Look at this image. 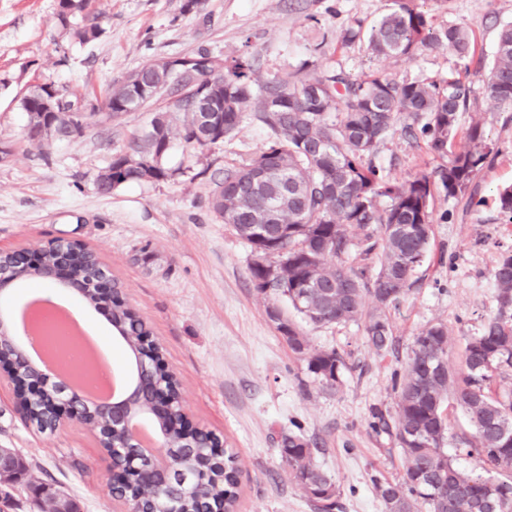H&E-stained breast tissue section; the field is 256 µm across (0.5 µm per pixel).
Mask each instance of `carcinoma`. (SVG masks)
Instances as JSON below:
<instances>
[{
    "mask_svg": "<svg viewBox=\"0 0 512 512\" xmlns=\"http://www.w3.org/2000/svg\"><path fill=\"white\" fill-rule=\"evenodd\" d=\"M58 21L80 44L97 40L104 16L73 23L86 0H58ZM424 46L448 47L462 60L475 50L472 29L452 25L436 31L429 18L411 5L395 0V8L373 25L366 49L375 57L412 56ZM210 59L206 72L190 71L175 82L165 68L149 63L110 85L101 106H92L118 119L126 112L154 108L151 129L132 137L113 154L94 178L97 193L133 183L162 182L173 176L165 159L175 142L197 148L216 145L236 132L244 113L252 111L271 131V141L258 154L266 171L254 173L256 160L224 170L210 197L213 212L232 225L252 248L279 249L262 269L253 264L252 282L258 292L284 297L303 319L316 326L364 321L366 342L378 354L393 353L392 326L387 310L410 286L432 232V175L421 172L404 181H389L367 162L397 126L410 132L420 125L429 148L448 153L460 130V116L469 108L468 93L457 80L396 83L379 73L351 81L343 73L325 72L305 63L295 75L262 79L242 59L227 61L205 49L195 52ZM224 98V131L202 127L201 91ZM486 98L503 111L512 110V25L497 39L495 60L485 80ZM54 98L56 111L43 114L45 98ZM20 104L29 122L54 129L58 140H78L86 132L75 122L86 97L63 93L51 83L34 87ZM463 147L451 153L448 165L436 172L440 183L455 197L464 193L486 163L491 148L482 124L472 122L464 132ZM158 159L145 169L124 156ZM387 205L378 206V200ZM283 226L274 241L254 238L252 227ZM364 232L363 238L356 231ZM288 255V268L272 286L264 288L270 267ZM358 255L353 262L351 255ZM377 259L374 275L364 261ZM496 311L480 332L465 339L461 364L449 365L452 341L448 328L428 324L414 336L403 373L395 374L397 394L394 423L373 412L374 428L395 429L404 457L403 476L372 478L385 512H512V388L492 389L496 378H512V253L500 255L492 271ZM372 309L365 310V297ZM285 338L291 350L307 364L313 382L337 390L346 364L335 350H316L292 322ZM112 328L121 336H142L150 330L123 298L112 300ZM453 400L469 418L474 433L458 451L486 466L475 474L448 456L450 439L444 404ZM167 444L178 469L196 470V456L182 449L177 430ZM281 459L295 484L322 512L337 506L339 487L314 461L309 444L298 435L283 439ZM239 494L236 453L224 449V464L206 467L205 479L189 487L184 512H208L216 502L234 512ZM143 507L160 508L167 491L142 485L130 492Z\"/></svg>",
    "mask_w": 512,
    "mask_h": 512,
    "instance_id": "1",
    "label": "carcinoma"
}]
</instances>
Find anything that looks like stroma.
Here are the masks:
<instances>
[{"mask_svg": "<svg viewBox=\"0 0 512 512\" xmlns=\"http://www.w3.org/2000/svg\"><path fill=\"white\" fill-rule=\"evenodd\" d=\"M184 0H89L87 13L105 11V32L91 44L70 39L57 20L58 0H0V144L15 148L0 163V251L28 242H79L98 253L138 310L151 338L178 379L190 419L213 431L238 456L240 493L235 512H319L293 483L279 448L283 436H302L316 464L339 488L337 512H384L374 474L399 477L403 459L394 434L371 426L373 409L394 415L392 377L404 367L419 329L440 322L453 339L458 364L465 337L477 334L495 311L492 269L512 251V222L497 205L498 189L512 185V112L486 98L485 79L497 37L512 24V0H414L434 29L469 25L475 54L461 61L432 46L414 56H372L364 41L344 38L355 22L371 26L393 0H201L186 14ZM253 62L262 77L297 72L302 64L361 80L373 72L406 81L461 80L471 105L462 126L480 121L493 149L465 194L433 186L432 235L409 291L388 318L397 355L377 356L363 322L314 327L286 299L265 298L254 287L255 255L208 199L228 167L249 162L270 141L253 113L224 142L170 151V179L93 188L97 172L147 124L146 111L120 120L98 114L85 136L40 151L25 139L26 91L43 83L80 90L95 100L111 83L166 56L198 47ZM389 179L447 165L425 140L403 132L372 155ZM299 323L315 349L345 359L343 384H315L294 354L270 309ZM113 368L128 373L121 338L105 316L82 308ZM0 448L16 449L36 480L76 497L82 512H117L107 485L109 464L95 437L79 424L40 433L23 421L9 386L0 384Z\"/></svg>", "mask_w": 512, "mask_h": 512, "instance_id": "obj_1", "label": "stroma"}]
</instances>
